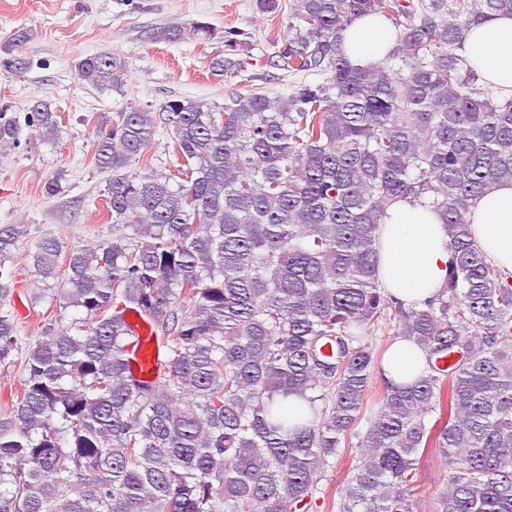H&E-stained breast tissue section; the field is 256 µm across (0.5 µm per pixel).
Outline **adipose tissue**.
Returning <instances> with one entry per match:
<instances>
[{"instance_id":"adipose-tissue-1","label":"adipose tissue","mask_w":512,"mask_h":512,"mask_svg":"<svg viewBox=\"0 0 512 512\" xmlns=\"http://www.w3.org/2000/svg\"><path fill=\"white\" fill-rule=\"evenodd\" d=\"M394 30L383 18L366 16L343 33V48L352 63L376 62L391 48ZM463 54L481 82L512 89V16H494L474 26ZM473 234L486 255L512 272V184L481 197L472 209ZM377 276L386 292L408 307H422L448 281L451 253L439 217L425 204L392 203L378 246ZM426 354L400 339L382 365L386 381L403 384L424 374Z\"/></svg>"}]
</instances>
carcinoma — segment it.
I'll return each mask as SVG.
<instances>
[{"label":"carcinoma","instance_id":"1","mask_svg":"<svg viewBox=\"0 0 512 512\" xmlns=\"http://www.w3.org/2000/svg\"><path fill=\"white\" fill-rule=\"evenodd\" d=\"M288 16L275 66L300 76L284 99L250 90L128 104L97 119L93 163L107 180L112 240L63 252L44 235L27 253L63 282L43 336L22 348L11 311L24 224H0V365L21 366L0 417V512H309L328 458L348 449L337 512H512V273L471 230L476 201L512 182V93L474 85L456 53L472 26L512 16V0H256ZM401 27L379 62L342 48L353 20ZM215 38L206 22L152 29L154 43ZM228 29L208 70L231 78L253 57ZM30 31L0 46V69L28 66ZM77 79L123 92L117 51L88 55ZM314 79H309V76ZM58 137L37 99L19 121L0 105V150L22 126ZM177 166H136L158 132ZM424 203L448 230V282L406 308L377 279L392 202ZM75 308L80 316H67ZM136 309L166 337L153 381L136 378ZM407 339L428 370L384 383L385 349ZM456 364L439 362L449 354ZM296 398L305 410L288 415ZM366 419L364 433L355 427ZM446 486L417 499L421 456Z\"/></svg>","mask_w":512,"mask_h":512}]
</instances>
